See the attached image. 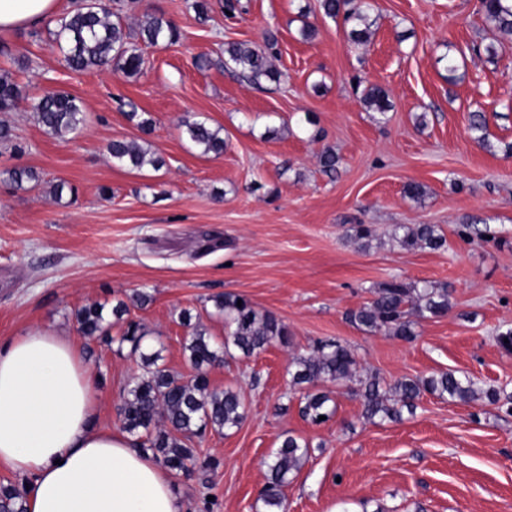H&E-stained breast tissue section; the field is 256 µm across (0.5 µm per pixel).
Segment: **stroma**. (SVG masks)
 <instances>
[{"instance_id": "obj_1", "label": "stroma", "mask_w": 512, "mask_h": 512, "mask_svg": "<svg viewBox=\"0 0 512 512\" xmlns=\"http://www.w3.org/2000/svg\"><path fill=\"white\" fill-rule=\"evenodd\" d=\"M191 2L139 0L128 12L132 23L164 15L182 33L146 48V70L134 77L70 71L46 24L0 34L9 50L0 70L32 96L69 92L88 115L68 141L47 135L28 106L8 116L24 149L0 146V341L66 330L98 379L99 424L117 429L142 355L159 354L188 380L193 329L224 343L215 297L246 298L284 321L288 342L249 357L233 350L209 368L211 385L240 393L245 417L193 439L220 466L173 473L185 512H263L265 462L289 436L309 451L284 489L287 512H512L506 404L427 393L401 421L372 423L352 383L322 381L315 388L336 414L315 425L300 412L312 387L288 374L316 342L337 341L363 376L391 384L452 370L512 395V355L496 343L512 328V37L488 26L477 0H373L363 47L318 0H241V15L217 6L203 24ZM270 33L287 83L259 89L219 65L226 42L260 44ZM489 44L496 56L484 53ZM200 55L211 66L195 65ZM375 84L391 102L381 120L359 93ZM123 101L150 115V135L128 121ZM476 110L488 120L483 144L469 131ZM186 116L223 127V154L191 146L179 128ZM115 139L147 141L162 168L118 166L106 150ZM326 147L339 157L331 175L317 159ZM22 167L39 185L11 183L8 170ZM60 180L75 196L54 198ZM410 182L425 188L422 200L405 197ZM357 224L371 227L368 242L355 239ZM398 224L438 225L447 245L406 250ZM483 228L490 238L479 237ZM391 281L447 287L448 314L416 319L411 342L354 326L349 312ZM137 291L149 302H132ZM120 300L147 330L139 351L120 343L121 325L108 343L79 330V309Z\"/></svg>"}]
</instances>
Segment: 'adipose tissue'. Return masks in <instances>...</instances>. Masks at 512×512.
Instances as JSON below:
<instances>
[{
    "label": "adipose tissue",
    "instance_id": "1",
    "mask_svg": "<svg viewBox=\"0 0 512 512\" xmlns=\"http://www.w3.org/2000/svg\"><path fill=\"white\" fill-rule=\"evenodd\" d=\"M60 0H0V32L44 23ZM97 380L63 332L0 345V465L22 476L27 512H183L167 469L97 423Z\"/></svg>",
    "mask_w": 512,
    "mask_h": 512
}]
</instances>
